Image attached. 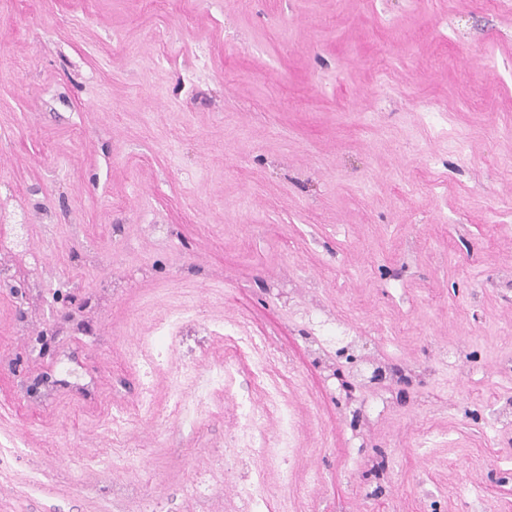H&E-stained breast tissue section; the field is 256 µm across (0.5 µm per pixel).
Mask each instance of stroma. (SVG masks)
Masks as SVG:
<instances>
[{"instance_id": "stroma-1", "label": "stroma", "mask_w": 512, "mask_h": 512, "mask_svg": "<svg viewBox=\"0 0 512 512\" xmlns=\"http://www.w3.org/2000/svg\"><path fill=\"white\" fill-rule=\"evenodd\" d=\"M509 126L488 0H0V211L31 245L0 281V512H252L250 483L269 512H512ZM175 310L156 413L113 427ZM315 315L417 377L346 396ZM245 403L271 442L292 417L287 453Z\"/></svg>"}]
</instances>
